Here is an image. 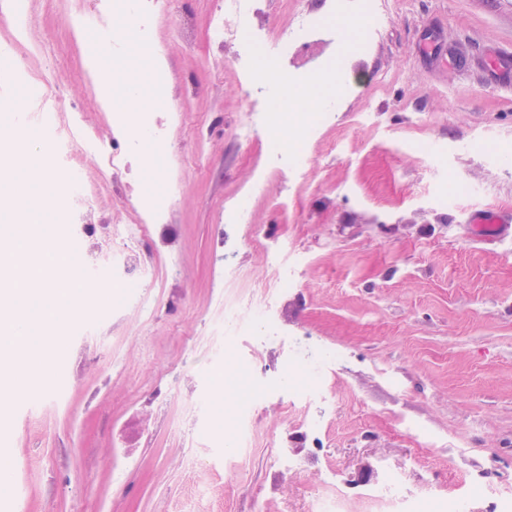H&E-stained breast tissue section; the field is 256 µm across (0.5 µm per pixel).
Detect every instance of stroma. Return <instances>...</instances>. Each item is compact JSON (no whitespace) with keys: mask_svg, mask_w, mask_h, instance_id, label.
Here are the masks:
<instances>
[{"mask_svg":"<svg viewBox=\"0 0 512 512\" xmlns=\"http://www.w3.org/2000/svg\"><path fill=\"white\" fill-rule=\"evenodd\" d=\"M389 23L336 87L329 123L299 169L250 197L276 138L234 139L249 87L209 41L210 0H172L153 30L164 94L141 111L170 121L159 176L139 175L166 223L138 227L112 177L63 225L112 295L65 323L62 350L0 415L14 450L11 512H307L326 477L352 498L404 467L420 512H486L512 482V241H474L479 209L512 211V0H382ZM76 0H29L25 38L0 69V102L46 73L59 124L112 139L76 31ZM287 198V213L276 204ZM134 240L135 261L112 253ZM288 245L273 276L269 251ZM269 297L284 335H224V303ZM289 363L293 374L281 373ZM249 430L246 457L233 454ZM301 465L282 480L276 449Z\"/></svg>","mask_w":512,"mask_h":512,"instance_id":"stroma-1","label":"stroma"}]
</instances>
